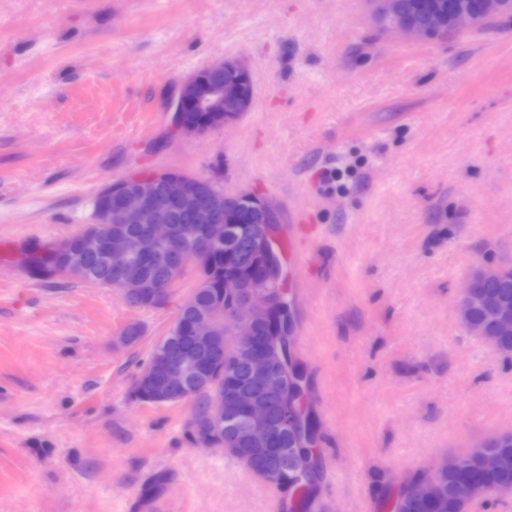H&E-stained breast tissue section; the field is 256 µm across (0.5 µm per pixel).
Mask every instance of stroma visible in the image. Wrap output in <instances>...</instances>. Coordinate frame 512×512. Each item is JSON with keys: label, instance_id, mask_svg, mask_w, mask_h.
I'll list each match as a JSON object with an SVG mask.
<instances>
[{"label": "stroma", "instance_id": "obj_1", "mask_svg": "<svg viewBox=\"0 0 512 512\" xmlns=\"http://www.w3.org/2000/svg\"><path fill=\"white\" fill-rule=\"evenodd\" d=\"M238 56L251 110L177 136L180 83ZM170 169L278 211L316 512H387L512 433V363L455 310L474 265L512 261V16L414 41L366 0H0V512H271L268 483L200 440L195 401L135 395L195 265L146 309L28 265L106 185Z\"/></svg>", "mask_w": 512, "mask_h": 512}]
</instances>
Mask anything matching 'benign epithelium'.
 Here are the masks:
<instances>
[{
	"label": "benign epithelium",
	"instance_id": "obj_1",
	"mask_svg": "<svg viewBox=\"0 0 512 512\" xmlns=\"http://www.w3.org/2000/svg\"><path fill=\"white\" fill-rule=\"evenodd\" d=\"M375 24L393 37L434 40L453 32L482 29L500 17L512 14V0H455L443 10L437 6L429 13L410 9L405 0H369ZM251 82V67L241 57L227 58L210 65L182 82L178 94L168 102L172 112V126L182 137H194L209 130L235 122L250 110L253 97L244 94V86ZM199 203L197 215L186 224H175L158 214L159 198L177 203L187 197ZM115 220L142 224L144 228L135 238L137 253L149 260L161 258L168 268L180 271L187 264L199 260L213 246L211 225L235 224L249 242L245 259L257 273L228 284L229 301L221 303L209 316L197 318L188 326L192 339L205 341L211 337L217 324L228 326L237 348L235 361L243 364L250 379L259 385L256 391H239L230 398L223 397L213 387L208 404V422L201 439L205 442L224 431V419L242 414L244 428L250 438L261 446V451L250 456L245 466L262 479L279 478L285 473L300 475L309 469L310 462L297 453V429L293 420L283 417L279 422L271 418L272 403L278 399L284 386V377L275 355L257 336L255 323L272 319L277 299L268 290V281L281 266L270 236V226L276 223L273 208L260 197L249 192L228 194L220 191L212 180L187 175L176 170L158 174L130 175L112 183V206L105 209L103 223ZM180 241L191 248H177ZM129 240L124 236H103L91 226L75 237L74 245H56L48 257L63 260L65 273L75 279L79 269L75 259L103 255L113 260L117 277L110 286L119 288L127 302L135 306L149 296L159 304L165 298L164 289L146 288L132 291L126 287L122 262L127 256ZM478 265L471 269L457 303L459 317H464L472 304L480 306V321H465V327L480 337L487 336L492 327L499 336L512 335V309L500 304L491 295L478 291V284L497 281L505 268ZM192 359L181 351L170 348L159 351L157 361L147 364L139 379L159 397L176 395L182 401L188 395L182 384L192 370Z\"/></svg>",
	"mask_w": 512,
	"mask_h": 512
}]
</instances>
